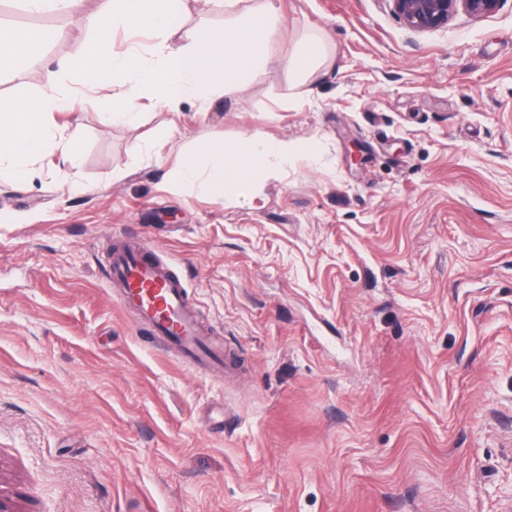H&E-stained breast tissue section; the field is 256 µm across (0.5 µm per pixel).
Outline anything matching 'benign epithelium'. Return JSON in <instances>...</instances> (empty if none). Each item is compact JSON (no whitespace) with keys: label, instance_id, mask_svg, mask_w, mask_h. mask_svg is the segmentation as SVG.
Returning <instances> with one entry per match:
<instances>
[{"label":"benign epithelium","instance_id":"benign-epithelium-1","mask_svg":"<svg viewBox=\"0 0 512 512\" xmlns=\"http://www.w3.org/2000/svg\"><path fill=\"white\" fill-rule=\"evenodd\" d=\"M392 9L404 25L414 31L428 32L448 25L462 10L475 17L494 13L501 0H390Z\"/></svg>","mask_w":512,"mask_h":512}]
</instances>
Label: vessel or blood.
Instances as JSON below:
<instances>
[{
  "instance_id": "obj_1",
  "label": "vessel or blood",
  "mask_w": 512,
  "mask_h": 512,
  "mask_svg": "<svg viewBox=\"0 0 512 512\" xmlns=\"http://www.w3.org/2000/svg\"><path fill=\"white\" fill-rule=\"evenodd\" d=\"M111 279L121 287L123 305L134 309L143 326L195 361L220 365L224 350L212 343L185 300V288L169 267L154 259L142 240L113 252Z\"/></svg>"
}]
</instances>
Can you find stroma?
<instances>
[{"label":"stroma","instance_id":"35a3bbf8","mask_svg":"<svg viewBox=\"0 0 512 512\" xmlns=\"http://www.w3.org/2000/svg\"><path fill=\"white\" fill-rule=\"evenodd\" d=\"M277 3L268 77L144 102L128 129L61 76L78 168L0 182L7 512H512V0L425 33L390 0ZM95 6L15 0L11 24L55 38L0 73V97L79 57ZM315 30L334 65L299 99L289 62ZM252 133L319 161L248 196L169 180L196 143ZM135 235L234 371L122 307L109 255ZM28 9L37 12L70 13L77 10L81 0H23Z\"/></svg>","mask_w":512,"mask_h":512}]
</instances>
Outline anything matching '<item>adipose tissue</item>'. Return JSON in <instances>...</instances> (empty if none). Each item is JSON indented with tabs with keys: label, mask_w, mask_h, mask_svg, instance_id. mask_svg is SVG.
<instances>
[{
	"label": "adipose tissue",
	"mask_w": 512,
	"mask_h": 512,
	"mask_svg": "<svg viewBox=\"0 0 512 512\" xmlns=\"http://www.w3.org/2000/svg\"><path fill=\"white\" fill-rule=\"evenodd\" d=\"M182 2L98 0L95 12L87 18L93 37L84 55L67 67L81 85L94 91L93 103L106 121L133 128L141 120L142 100L157 104L183 98L204 100L218 92L233 93L244 81L274 71L276 59L269 45L278 38L279 26L273 0H259L250 9L243 8V0H219L225 16L222 30H188L186 45L159 43L149 59L135 49L113 51L116 30L173 28ZM52 37L46 29H0V65L39 56ZM327 61L324 37L302 41L291 59L297 95H304L309 81ZM70 105L58 71L51 69L34 96L0 105V177L26 181L35 162L57 151L65 162L77 165L79 152L74 144L58 141L51 128L55 113ZM301 155L312 162L317 159L310 144L259 134L242 137L228 148L201 143L184 155L171 177L197 182L205 194L229 190L245 196L266 180L281 176Z\"/></svg>",
	"instance_id": "adipose-tissue-1"
}]
</instances>
